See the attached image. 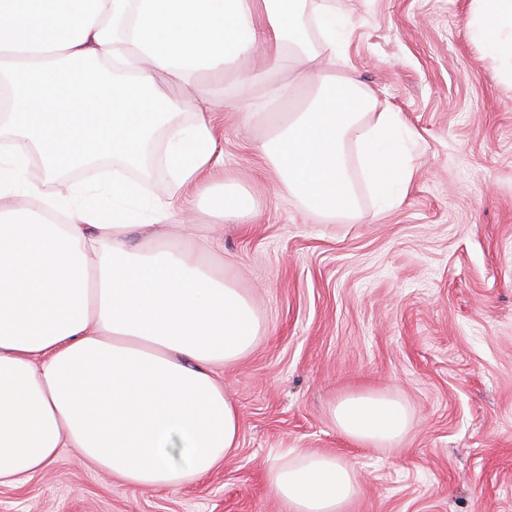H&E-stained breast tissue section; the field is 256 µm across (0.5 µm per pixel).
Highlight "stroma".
I'll return each mask as SVG.
<instances>
[{"instance_id":"stroma-1","label":"stroma","mask_w":512,"mask_h":512,"mask_svg":"<svg viewBox=\"0 0 512 512\" xmlns=\"http://www.w3.org/2000/svg\"><path fill=\"white\" fill-rule=\"evenodd\" d=\"M353 16L341 77L399 112L414 173L379 210L346 155L356 209L330 224L280 192L260 145L271 115L216 113L221 181L250 192L255 218L212 224L168 173L145 194L215 237L264 324L253 350L215 377L236 403L240 439L187 485L131 488L62 449L44 471L0 487V512H281L266 472L289 448L358 466L348 512H512V80L470 38L471 0H342ZM403 400L409 432L363 447L331 410L350 393Z\"/></svg>"}]
</instances>
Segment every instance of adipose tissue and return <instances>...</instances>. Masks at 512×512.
Returning <instances> with one entry per match:
<instances>
[{
	"instance_id": "adipose-tissue-1",
	"label": "adipose tissue",
	"mask_w": 512,
	"mask_h": 512,
	"mask_svg": "<svg viewBox=\"0 0 512 512\" xmlns=\"http://www.w3.org/2000/svg\"><path fill=\"white\" fill-rule=\"evenodd\" d=\"M472 39L512 78V0H471ZM313 15L323 50L306 48ZM354 26L340 0H0V487L43 471L75 448L133 488H176L238 446L235 405L215 365H234L262 322L231 276L215 272L207 240L186 233L151 249L128 240L170 223L138 183H71L62 172L112 157L138 165L159 127L155 157L178 189L210 198L216 223L254 214L244 191L214 195L215 102L238 110L252 65L295 61L311 96L262 144L283 191L317 217L352 215L345 142L381 205L406 192L413 167L399 113L335 74ZM192 120H182L186 106ZM338 430L362 446L410 428L400 400L359 392L337 401ZM285 512H347L360 489L354 462L294 450L269 465Z\"/></svg>"
}]
</instances>
